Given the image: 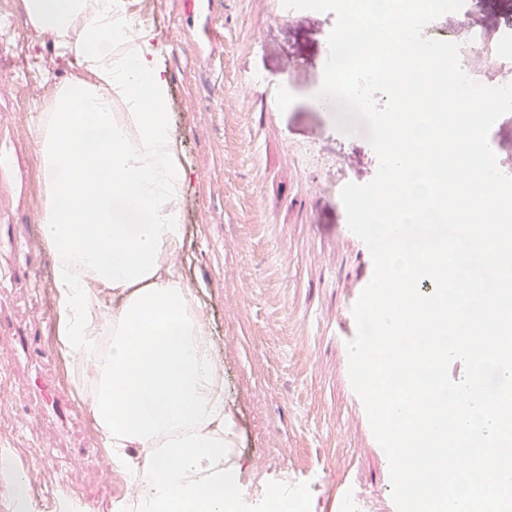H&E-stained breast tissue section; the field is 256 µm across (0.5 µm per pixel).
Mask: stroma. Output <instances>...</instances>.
<instances>
[{
	"label": "stroma",
	"mask_w": 512,
	"mask_h": 512,
	"mask_svg": "<svg viewBox=\"0 0 512 512\" xmlns=\"http://www.w3.org/2000/svg\"><path fill=\"white\" fill-rule=\"evenodd\" d=\"M467 22L494 36L512 20V0H470ZM20 0H0V59L14 68L0 77V121L14 137L0 160L15 161L24 192L0 184L11 202L0 222L25 231L39 219L45 183L35 133L57 88L82 78L74 53L32 40ZM128 21L152 29L178 55L159 60L169 83V112L189 187L179 201L182 249L178 271L206 313L215 353L224 363V394L237 417L234 456L240 467L238 512H266L270 485L282 488L288 512H338L351 489L350 512H376L391 496L384 452L368 448L341 375L336 320L373 267L342 239L347 226L340 191L370 182L378 158L364 132L343 134L340 109L309 99L321 85L324 55L336 17L306 11L280 20L272 0H224L216 26L222 54L187 46L177 0H122ZM250 92L253 104L224 108L225 98ZM37 278L0 288V454L16 461L46 456L32 478L53 495L69 494L72 512H110L129 503L130 489L104 469L107 455L91 414L58 351L52 300L55 259L48 247L33 256ZM244 267L248 280L231 278ZM29 339V365H15L11 336ZM50 350L41 360L40 350ZM70 393L71 416L29 407L36 378Z\"/></svg>",
	"instance_id": "1"
}]
</instances>
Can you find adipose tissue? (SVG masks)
I'll return each instance as SVG.
<instances>
[{"label": "adipose tissue", "mask_w": 512, "mask_h": 512, "mask_svg": "<svg viewBox=\"0 0 512 512\" xmlns=\"http://www.w3.org/2000/svg\"><path fill=\"white\" fill-rule=\"evenodd\" d=\"M34 37L76 47L92 82L53 96L36 124L46 202L40 217L57 260V336L112 450L147 451L131 469L138 512H236L239 470L226 467L235 421L197 311L176 274L178 201L188 188L170 118L161 44L119 0H28ZM124 295L107 309L108 292Z\"/></svg>", "instance_id": "ef3b65f1"}]
</instances>
